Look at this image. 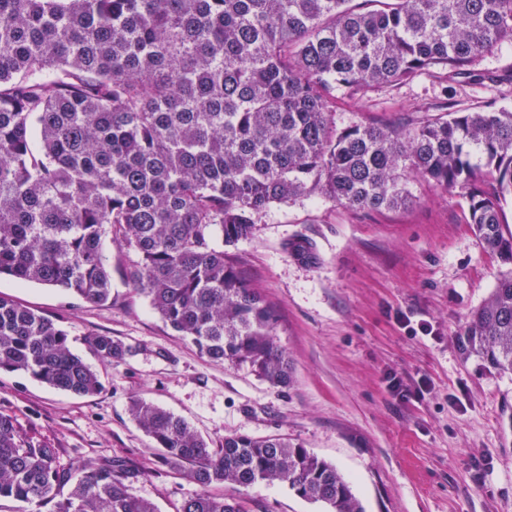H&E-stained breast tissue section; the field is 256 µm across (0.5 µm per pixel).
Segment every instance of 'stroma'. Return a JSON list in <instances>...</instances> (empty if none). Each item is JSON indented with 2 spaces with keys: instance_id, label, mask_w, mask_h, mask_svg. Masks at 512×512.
I'll return each mask as SVG.
<instances>
[{
  "instance_id": "stroma-1",
  "label": "stroma",
  "mask_w": 512,
  "mask_h": 512,
  "mask_svg": "<svg viewBox=\"0 0 512 512\" xmlns=\"http://www.w3.org/2000/svg\"><path fill=\"white\" fill-rule=\"evenodd\" d=\"M447 80L432 69L367 95L339 96L337 127L399 126L443 102L512 108V42ZM414 205L359 211L323 198L276 204L232 249L275 309L292 366L288 387L215 362L177 336L136 293L135 252L109 243L112 301L105 306L35 282L0 278V295L56 319L71 350L103 384L77 397L20 372L0 371V414L50 442L62 467L122 460L138 470L128 488L157 512H178L197 486L161 463L131 419L140 397L183 418L203 438L280 436L333 464L365 512H512V376L464 358L458 335L512 264L489 255L468 223L464 190L421 179ZM428 324L431 335L410 333ZM129 346L102 362L87 338ZM246 512H324L287 487L215 485Z\"/></svg>"
}]
</instances>
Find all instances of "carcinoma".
I'll use <instances>...</instances> for the list:
<instances>
[{"mask_svg":"<svg viewBox=\"0 0 512 512\" xmlns=\"http://www.w3.org/2000/svg\"><path fill=\"white\" fill-rule=\"evenodd\" d=\"M512 41V0H0V276L112 301L105 239L134 251V290L208 358L291 383L276 313L224 251L274 204L320 195L355 210L414 203L409 179L467 191L484 248L512 262V109L456 106L395 129L331 120L351 96L441 68L453 80ZM494 181L498 194L480 184ZM512 375V273L463 330ZM104 361L131 349L88 337ZM0 370L76 396L103 390L57 322L0 295ZM162 460L200 487L179 512H244L213 484L278 483L326 512H363L336 466L285 438L214 444L133 397ZM125 462L58 450L0 415V501L17 512H157ZM69 487L58 498L62 487Z\"/></svg>","mask_w":512,"mask_h":512,"instance_id":"carcinoma-1","label":"carcinoma"}]
</instances>
